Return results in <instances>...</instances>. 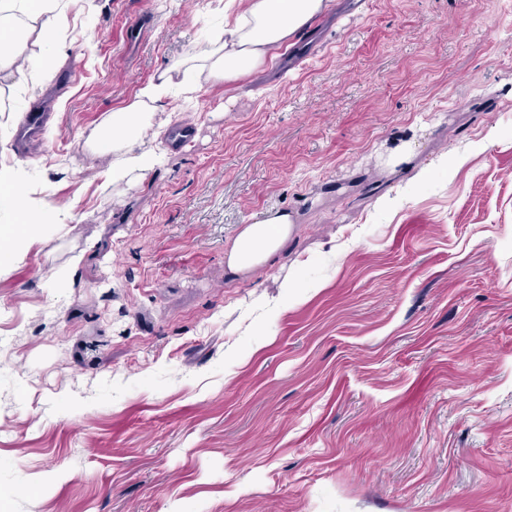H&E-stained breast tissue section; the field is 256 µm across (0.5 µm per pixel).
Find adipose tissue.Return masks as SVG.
<instances>
[{
    "instance_id": "adipose-tissue-1",
    "label": "adipose tissue",
    "mask_w": 512,
    "mask_h": 512,
    "mask_svg": "<svg viewBox=\"0 0 512 512\" xmlns=\"http://www.w3.org/2000/svg\"><path fill=\"white\" fill-rule=\"evenodd\" d=\"M326 0H245L234 25L222 38L190 53L141 85L134 101L114 111L87 142L96 152L112 154L104 182L115 188L145 180L159 164L167 127L155 125L154 109L167 95L175 77L196 73L205 81L233 82L274 63L282 49L325 10ZM61 17L60 0H0V77L24 74L36 46L53 37ZM293 232L289 214L251 219L225 255L230 277L245 276L267 264L288 243Z\"/></svg>"
}]
</instances>
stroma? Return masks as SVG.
Returning <instances> with one entry per match:
<instances>
[{"instance_id":"stroma-1","label":"stroma","mask_w":512,"mask_h":512,"mask_svg":"<svg viewBox=\"0 0 512 512\" xmlns=\"http://www.w3.org/2000/svg\"><path fill=\"white\" fill-rule=\"evenodd\" d=\"M365 2L299 66L173 91L190 141L106 191L88 136L240 2L62 0L44 89L0 109V170L58 209L0 245V512H512V0ZM276 212L287 250L229 278ZM51 118V113L44 112L39 107H30L20 120L19 126L15 132V139L18 143L33 141L40 125L49 121ZM289 214H266L253 218L235 237L225 255L229 276H245L267 264L288 243L293 232Z\"/></svg>"}]
</instances>
